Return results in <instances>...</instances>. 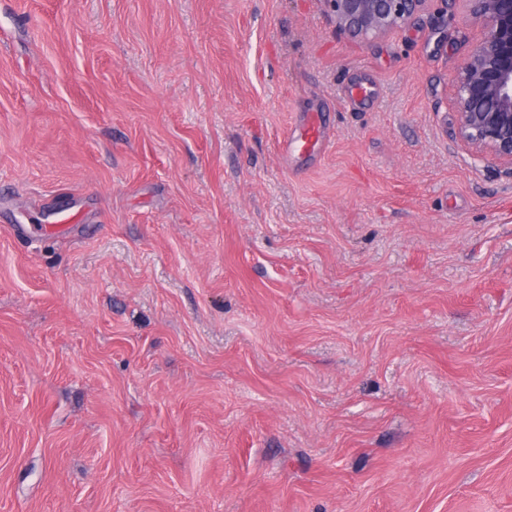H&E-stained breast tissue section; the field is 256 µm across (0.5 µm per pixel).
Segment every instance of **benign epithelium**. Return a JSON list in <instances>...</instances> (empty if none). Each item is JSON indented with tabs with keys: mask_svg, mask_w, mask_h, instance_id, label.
Wrapping results in <instances>:
<instances>
[{
	"mask_svg": "<svg viewBox=\"0 0 512 512\" xmlns=\"http://www.w3.org/2000/svg\"><path fill=\"white\" fill-rule=\"evenodd\" d=\"M433 0H323L336 28L360 41L414 20ZM481 38L452 85L454 139L512 177V0H462Z\"/></svg>",
	"mask_w": 512,
	"mask_h": 512,
	"instance_id": "7a95c632",
	"label": "benign epithelium"
}]
</instances>
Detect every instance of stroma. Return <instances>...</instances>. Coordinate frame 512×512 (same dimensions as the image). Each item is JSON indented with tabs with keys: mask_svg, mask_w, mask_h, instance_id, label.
I'll return each instance as SVG.
<instances>
[{
	"mask_svg": "<svg viewBox=\"0 0 512 512\" xmlns=\"http://www.w3.org/2000/svg\"><path fill=\"white\" fill-rule=\"evenodd\" d=\"M480 36L0 0V512H512V178L451 136ZM325 137V127L322 123H316L310 120L307 123L300 125L282 142V150L285 156L295 153L300 144L308 148L309 144L317 145Z\"/></svg>",
	"mask_w": 512,
	"mask_h": 512,
	"instance_id": "1",
	"label": "stroma"
}]
</instances>
